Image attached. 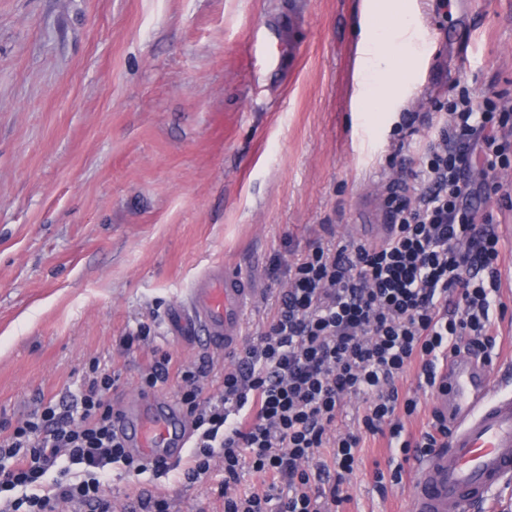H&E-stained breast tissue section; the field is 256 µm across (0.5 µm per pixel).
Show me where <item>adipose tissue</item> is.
Segmentation results:
<instances>
[{
  "label": "adipose tissue",
  "mask_w": 512,
  "mask_h": 512,
  "mask_svg": "<svg viewBox=\"0 0 512 512\" xmlns=\"http://www.w3.org/2000/svg\"><path fill=\"white\" fill-rule=\"evenodd\" d=\"M360 23L365 36L355 61L357 109L383 112L409 82L413 63L399 49L412 41L415 19L408 10H388L379 0H364Z\"/></svg>",
  "instance_id": "ef3b65f1"
}]
</instances>
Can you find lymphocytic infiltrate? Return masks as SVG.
Instances as JSON below:
<instances>
[{"label": "lymphocytic infiltrate", "mask_w": 512, "mask_h": 512, "mask_svg": "<svg viewBox=\"0 0 512 512\" xmlns=\"http://www.w3.org/2000/svg\"><path fill=\"white\" fill-rule=\"evenodd\" d=\"M437 135L418 170L390 180L389 220L379 243L319 240L284 270L286 287L256 343L219 392L204 368L176 367L170 355L140 378L142 390L174 384L193 427L182 477L207 476L224 461V512H329L342 504L345 475L365 438L397 441L403 455L432 454L448 427L433 413L413 434L400 415L416 398L401 394L410 368L433 390L445 389L441 361L489 355L496 345L490 313L499 237L489 214L465 205L469 172L512 166V107L462 89L434 104ZM116 378L92 361L68 402H41L37 412L0 436V512H112L100 492L112 467L164 477L132 457L112 429ZM361 398L358 427L338 429L348 397ZM266 475L264 494L238 491L243 466Z\"/></svg>", "instance_id": "1"}]
</instances>
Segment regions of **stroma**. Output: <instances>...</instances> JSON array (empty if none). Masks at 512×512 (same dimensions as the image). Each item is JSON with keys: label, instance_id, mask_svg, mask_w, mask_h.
<instances>
[{"label": "stroma", "instance_id": "stroma-1", "mask_svg": "<svg viewBox=\"0 0 512 512\" xmlns=\"http://www.w3.org/2000/svg\"><path fill=\"white\" fill-rule=\"evenodd\" d=\"M419 52L405 102L357 112L362 0H0V429L75 390L91 359L140 391L161 354L219 388L238 358L171 341L167 310L213 263L252 290L244 343L263 331L285 267L317 239L373 242L384 187L417 169L427 116L457 84L512 94V0H405ZM293 20L295 50L281 45ZM417 113L407 145L403 113ZM500 234L492 389L512 384V207L477 199ZM147 341L124 349L139 323ZM340 512H408L402 461L365 439ZM224 466L197 483L112 472L114 512L149 495L168 512H224Z\"/></svg>", "mask_w": 512, "mask_h": 512}]
</instances>
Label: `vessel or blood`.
<instances>
[{
  "instance_id": "b4317fda",
  "label": "vessel or blood",
  "mask_w": 512,
  "mask_h": 512,
  "mask_svg": "<svg viewBox=\"0 0 512 512\" xmlns=\"http://www.w3.org/2000/svg\"><path fill=\"white\" fill-rule=\"evenodd\" d=\"M252 290L238 270L208 266L185 299L169 309L170 336L203 338L209 347L238 351ZM450 389L436 403L448 419V444L417 462L408 493L411 512H480L512 482V394H491L487 365L466 356L444 363ZM113 424L129 451L169 466L186 458L192 424L170 396L148 392L118 403Z\"/></svg>"
}]
</instances>
